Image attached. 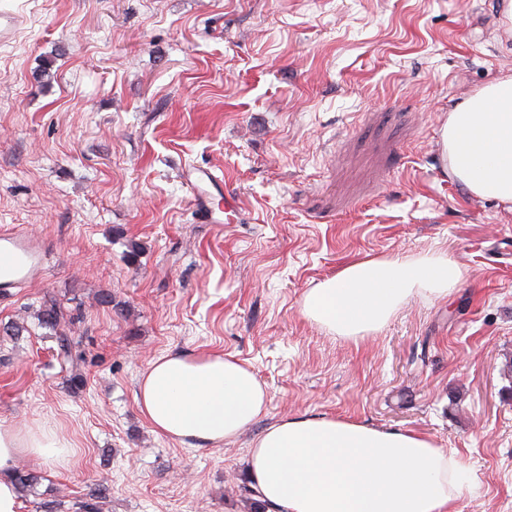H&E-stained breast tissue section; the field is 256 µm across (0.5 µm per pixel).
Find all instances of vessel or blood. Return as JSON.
<instances>
[{"label": "vessel or blood", "instance_id": "obj_1", "mask_svg": "<svg viewBox=\"0 0 512 512\" xmlns=\"http://www.w3.org/2000/svg\"><path fill=\"white\" fill-rule=\"evenodd\" d=\"M46 254L28 231H0V289L18 288L44 271Z\"/></svg>", "mask_w": 512, "mask_h": 512}]
</instances>
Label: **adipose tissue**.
<instances>
[{
	"label": "adipose tissue",
	"mask_w": 512,
	"mask_h": 512,
	"mask_svg": "<svg viewBox=\"0 0 512 512\" xmlns=\"http://www.w3.org/2000/svg\"><path fill=\"white\" fill-rule=\"evenodd\" d=\"M450 173L477 199L512 204V76L462 102L441 131ZM461 264L442 252L366 257L309 288L301 312L354 343L382 331L415 297H448ZM136 401L152 430L183 445L226 444L267 411L256 375L229 355L170 353L143 372ZM27 457L73 463L70 441L43 426H0V512H22L12 475ZM263 512H454L467 488L457 451L401 429L336 417H290L258 434L244 460Z\"/></svg>",
	"instance_id": "ef3b65f1"
}]
</instances>
